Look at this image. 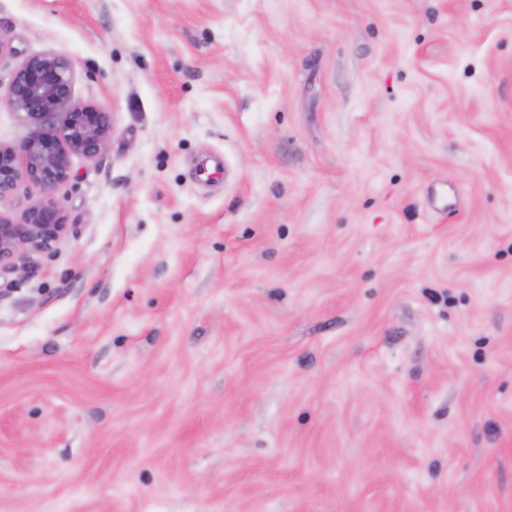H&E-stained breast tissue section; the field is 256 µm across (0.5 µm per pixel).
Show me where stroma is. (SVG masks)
<instances>
[{
	"label": "stroma",
	"mask_w": 512,
	"mask_h": 512,
	"mask_svg": "<svg viewBox=\"0 0 512 512\" xmlns=\"http://www.w3.org/2000/svg\"><path fill=\"white\" fill-rule=\"evenodd\" d=\"M0 34L1 80L67 57L113 127L0 277V512H512V0H0Z\"/></svg>",
	"instance_id": "35a3bbf8"
}]
</instances>
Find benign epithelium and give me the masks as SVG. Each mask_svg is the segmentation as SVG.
Wrapping results in <instances>:
<instances>
[{"label":"benign epithelium","mask_w":512,"mask_h":512,"mask_svg":"<svg viewBox=\"0 0 512 512\" xmlns=\"http://www.w3.org/2000/svg\"><path fill=\"white\" fill-rule=\"evenodd\" d=\"M73 65L63 56L29 57L10 77L0 106L18 114L30 132L17 144H0V198L24 178L47 198L17 216L0 214V275L26 267L30 255L51 249L65 234L60 209L51 197L66 182L75 156L93 159L112 137L109 113L74 99Z\"/></svg>","instance_id":"obj_1"}]
</instances>
